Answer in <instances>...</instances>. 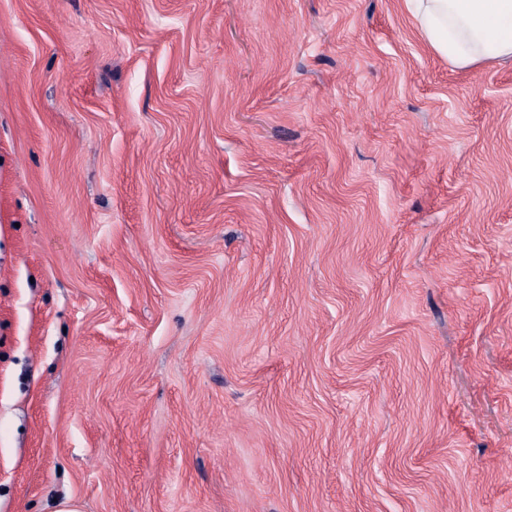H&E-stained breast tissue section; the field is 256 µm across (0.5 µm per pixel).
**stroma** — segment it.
Listing matches in <instances>:
<instances>
[{"mask_svg": "<svg viewBox=\"0 0 512 512\" xmlns=\"http://www.w3.org/2000/svg\"><path fill=\"white\" fill-rule=\"evenodd\" d=\"M512 512V61L400 0H0V512Z\"/></svg>", "mask_w": 512, "mask_h": 512, "instance_id": "1", "label": "stroma"}]
</instances>
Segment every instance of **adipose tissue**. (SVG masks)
<instances>
[{
  "instance_id": "1",
  "label": "adipose tissue",
  "mask_w": 512,
  "mask_h": 512,
  "mask_svg": "<svg viewBox=\"0 0 512 512\" xmlns=\"http://www.w3.org/2000/svg\"><path fill=\"white\" fill-rule=\"evenodd\" d=\"M420 35L459 68L512 60V0H401Z\"/></svg>"
}]
</instances>
